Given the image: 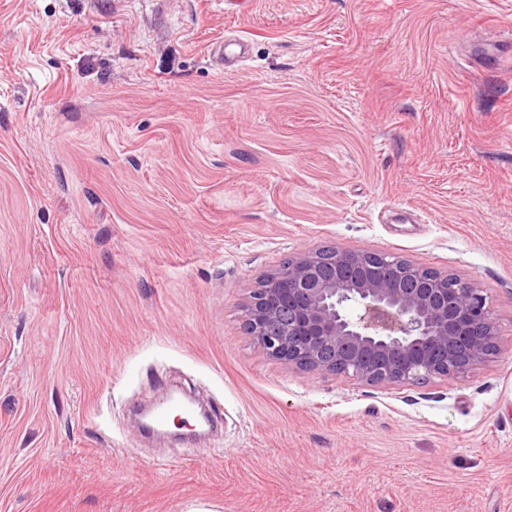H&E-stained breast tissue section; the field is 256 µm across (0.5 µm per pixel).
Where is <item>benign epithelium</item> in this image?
<instances>
[{"mask_svg":"<svg viewBox=\"0 0 512 512\" xmlns=\"http://www.w3.org/2000/svg\"><path fill=\"white\" fill-rule=\"evenodd\" d=\"M244 325L272 360L365 386L463 376L502 351L488 297L383 252L305 248L251 292Z\"/></svg>","mask_w":512,"mask_h":512,"instance_id":"1","label":"benign epithelium"}]
</instances>
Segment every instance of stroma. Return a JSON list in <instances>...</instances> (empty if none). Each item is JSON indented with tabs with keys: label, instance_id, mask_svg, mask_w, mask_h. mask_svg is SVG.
<instances>
[{
	"label": "stroma",
	"instance_id": "stroma-1",
	"mask_svg": "<svg viewBox=\"0 0 512 512\" xmlns=\"http://www.w3.org/2000/svg\"><path fill=\"white\" fill-rule=\"evenodd\" d=\"M488 40L512 0H0V512H512ZM316 246L482 288L503 353L390 389L271 360L242 305ZM175 392L221 430L142 438Z\"/></svg>",
	"mask_w": 512,
	"mask_h": 512
}]
</instances>
